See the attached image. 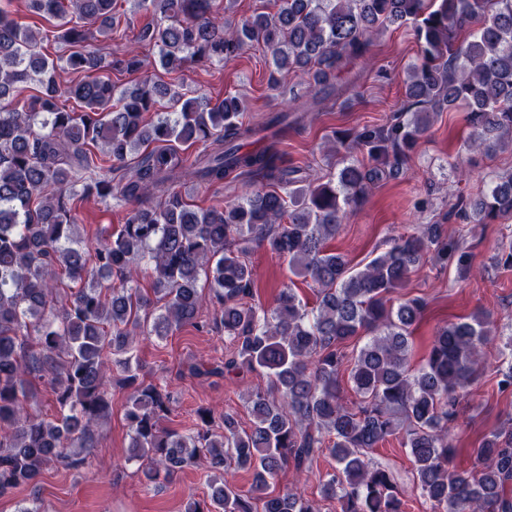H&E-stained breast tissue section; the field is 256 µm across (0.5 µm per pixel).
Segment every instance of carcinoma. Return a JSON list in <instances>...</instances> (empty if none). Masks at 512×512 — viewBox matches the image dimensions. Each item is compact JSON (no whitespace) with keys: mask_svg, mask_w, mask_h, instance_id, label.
Segmentation results:
<instances>
[{"mask_svg":"<svg viewBox=\"0 0 512 512\" xmlns=\"http://www.w3.org/2000/svg\"><path fill=\"white\" fill-rule=\"evenodd\" d=\"M117 5L26 0L31 15L54 21L63 50L55 60L42 53L38 33L0 6V495L37 485L48 467L85 463L117 370L130 458L140 462L145 489L189 464L215 474L209 499L190 500L185 512H318L297 490L271 486L287 469L312 472L326 454L336 468L319 477L321 498L340 512H404L392 474L370 458L399 433L413 481L434 508L512 512V428L485 435L471 469L454 464L448 438L498 329L485 315L446 323L414 368L413 330L425 303L390 298L425 256L469 272L465 240L428 224L389 239L360 269L328 247L345 209L400 175L440 111L467 112L468 147L512 151V0H274L275 11L238 20L220 16L217 0H133L150 17L134 42L157 48L154 63L133 46L115 57L91 48L127 25ZM410 21L422 55L408 74V105L356 133L366 156L343 157L328 176L284 164L279 140L308 114L332 110L361 79L373 35ZM254 45L270 52V85L306 76L304 93L255 125L242 121L239 97L187 98L151 72L222 64ZM114 71L140 79L124 87ZM32 80L37 92L19 99L18 85ZM270 129L265 146L244 148ZM196 143L204 149L194 160L183 157L179 146ZM242 175L268 188L208 209L177 190ZM90 197L130 207L119 230L107 227L87 246L74 201ZM464 207L474 224L512 214V172ZM255 248L288 257L296 275L317 285L315 307L291 287L269 308L252 303ZM143 265L152 272L147 291ZM186 324L222 331L231 345L222 364H193L191 375H265L266 386L244 396L249 428L204 406L185 432L162 426L175 398L143 372L133 343ZM39 386L56 414L29 413ZM232 467L254 471L247 491L224 478Z\"/></svg>","mask_w":512,"mask_h":512,"instance_id":"cac0c4a2","label":"carcinoma"}]
</instances>
